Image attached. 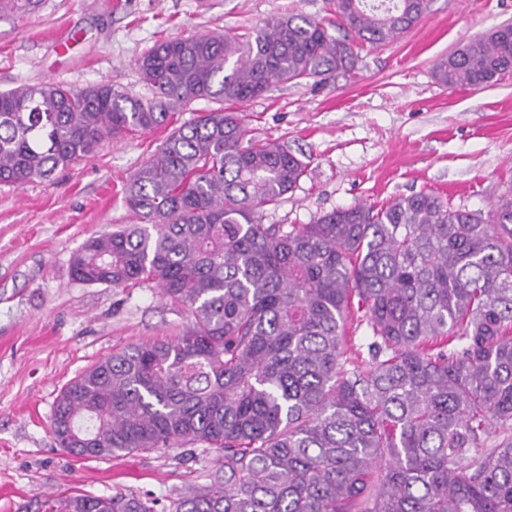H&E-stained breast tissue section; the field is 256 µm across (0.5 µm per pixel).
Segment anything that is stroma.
Wrapping results in <instances>:
<instances>
[{
  "label": "stroma",
  "mask_w": 512,
  "mask_h": 512,
  "mask_svg": "<svg viewBox=\"0 0 512 512\" xmlns=\"http://www.w3.org/2000/svg\"><path fill=\"white\" fill-rule=\"evenodd\" d=\"M285 12L328 21L333 0H40L33 10L0 9V91L103 80L142 96L135 62L156 41L243 33ZM510 23L512 0H430L410 31L361 48L351 73L317 86L276 83L244 105L253 142L277 141L307 165L265 223L308 224L422 190L488 210L512 186V75L479 91L446 89L432 67ZM216 107L187 104L163 126L103 142L51 180L0 184V512H46L48 500L74 491L147 494L167 507L221 466L204 443L79 459L51 430L57 396L82 372L187 324L186 307L154 285L82 283L71 261L89 237L137 223L124 200L130 176L176 127Z\"/></svg>",
  "instance_id": "obj_1"
}]
</instances>
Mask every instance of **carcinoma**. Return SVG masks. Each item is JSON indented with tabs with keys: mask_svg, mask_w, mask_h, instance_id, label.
Instances as JSON below:
<instances>
[{
	"mask_svg": "<svg viewBox=\"0 0 512 512\" xmlns=\"http://www.w3.org/2000/svg\"><path fill=\"white\" fill-rule=\"evenodd\" d=\"M429 0H334L242 33L155 44L150 96L109 82L0 92V184L50 179L104 140L151 130L199 99L131 175L140 220L90 237L87 284L151 283L188 307L172 339L98 361L57 397L56 442L110 457L202 442L224 453L172 512H512V188L487 212L424 191L311 224H265L305 175L283 145L246 140L235 105L280 82L350 73L359 42L409 31ZM512 74V25L438 58L447 88ZM372 331L347 356L348 322ZM49 512H156L137 494L72 493Z\"/></svg>",
	"mask_w": 512,
	"mask_h": 512,
	"instance_id": "1",
	"label": "carcinoma"
}]
</instances>
